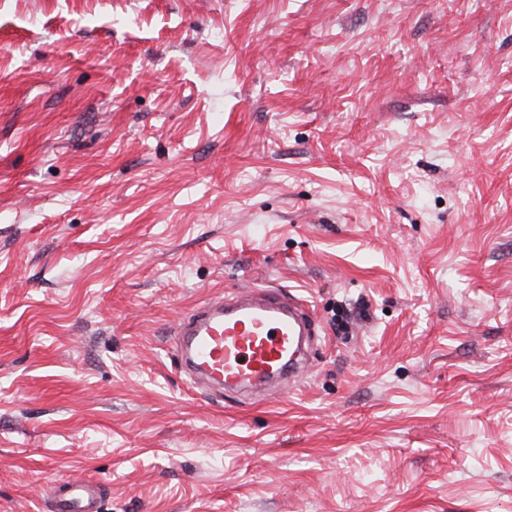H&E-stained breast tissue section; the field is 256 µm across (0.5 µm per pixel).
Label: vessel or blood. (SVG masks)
<instances>
[{"instance_id":"obj_1","label":"vessel or blood","mask_w":512,"mask_h":512,"mask_svg":"<svg viewBox=\"0 0 512 512\" xmlns=\"http://www.w3.org/2000/svg\"><path fill=\"white\" fill-rule=\"evenodd\" d=\"M311 317L301 303L277 290L257 289L235 298L217 296L186 314L174 328V352L196 376L235 392H261L271 380L299 368L296 337L309 335ZM52 512H99L86 480L68 482Z\"/></svg>"}]
</instances>
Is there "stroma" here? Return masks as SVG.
Listing matches in <instances>:
<instances>
[{
	"mask_svg": "<svg viewBox=\"0 0 512 512\" xmlns=\"http://www.w3.org/2000/svg\"><path fill=\"white\" fill-rule=\"evenodd\" d=\"M293 293L310 371L173 327ZM512 512V0H0V512ZM215 299L174 327V352L193 374L226 391L260 393L299 369L295 336H308L311 328L301 303L287 304L275 289ZM51 512H99L97 492L89 481H70L59 490Z\"/></svg>",
	"mask_w": 512,
	"mask_h": 512,
	"instance_id": "obj_1",
	"label": "stroma"
}]
</instances>
